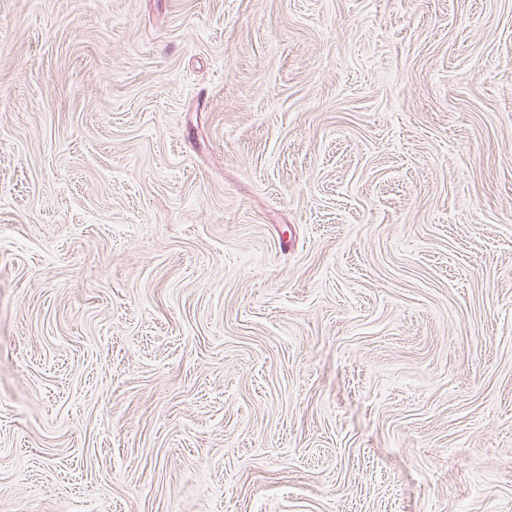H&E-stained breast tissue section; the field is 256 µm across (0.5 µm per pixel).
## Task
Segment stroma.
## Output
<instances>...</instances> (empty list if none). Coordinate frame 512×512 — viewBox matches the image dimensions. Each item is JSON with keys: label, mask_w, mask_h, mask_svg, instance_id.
<instances>
[{"label": "stroma", "mask_w": 512, "mask_h": 512, "mask_svg": "<svg viewBox=\"0 0 512 512\" xmlns=\"http://www.w3.org/2000/svg\"><path fill=\"white\" fill-rule=\"evenodd\" d=\"M0 512H512V0H0Z\"/></svg>", "instance_id": "stroma-1"}]
</instances>
